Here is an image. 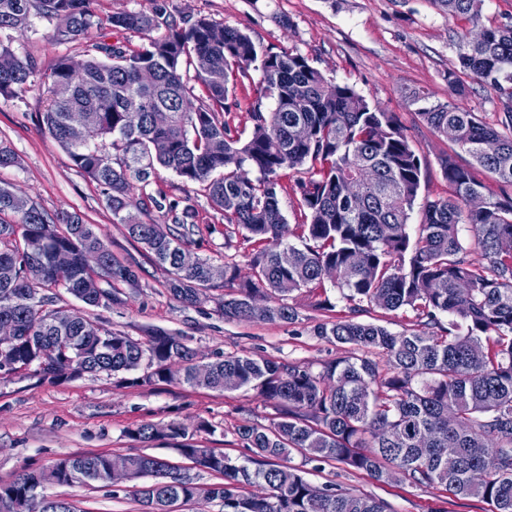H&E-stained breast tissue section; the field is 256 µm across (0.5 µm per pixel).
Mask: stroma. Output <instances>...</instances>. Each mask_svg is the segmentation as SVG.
I'll return each instance as SVG.
<instances>
[{
	"instance_id": "1",
	"label": "stroma",
	"mask_w": 512,
	"mask_h": 512,
	"mask_svg": "<svg viewBox=\"0 0 512 512\" xmlns=\"http://www.w3.org/2000/svg\"><path fill=\"white\" fill-rule=\"evenodd\" d=\"M174 19L206 17L245 32L257 46L272 51L290 49L332 82L352 85L372 105L393 113L405 128L413 148L426 164L422 194L448 196L441 162L460 148L435 134L421 118L423 109L455 103L460 109L493 121L499 109L496 92L474 86L463 97L451 98L448 70L457 62L461 35L475 33L512 19V0H485L479 23L449 17L433 0H166ZM148 0H91L99 26L94 38L116 41L131 50L146 44L152 34L113 30V14L148 8ZM56 18L32 15L21 30H0V46L21 60H33L39 71L51 70L56 60L68 57L83 62L88 41H72ZM228 118L241 136H249V114L254 106L271 110L272 99L261 89L258 70L238 79L225 101ZM45 100L38 88L16 97L0 96V143L16 155L13 166L0 169V186L23 196L49 214L78 213L112 252L115 261L138 265L136 283L119 287L109 306L87 307L66 292H58V307L82 312L105 329L137 339L163 330L186 337L199 363L217 355L247 352L277 362L319 371L322 363L342 356L343 348L321 340L315 326L347 312V304L333 285L315 292L290 293L288 302L297 313L294 323L239 321L224 318L214 299L188 306L169 292L167 274L144 246L131 238L112 216L103 185L86 177L68 153L44 131ZM166 195L193 205L198 224L215 225L189 248L218 266L234 264L239 280L251 275V248L240 234L225 238L224 213L210 201L202 186L185 183L174 172L158 170L150 185L136 195ZM327 298L334 311L316 310ZM276 410L256 391L190 389L178 383L129 386L112 376H85L62 384H48L31 372L0 373V482L7 483L26 467H47L68 455L144 453L178 466L181 476L207 486L216 474L194 468L181 457L172 440L141 443L127 437V429L142 423L175 420L193 442L234 457L245 450L236 434L239 426H266ZM214 425V433L201 431V422ZM316 486L329 483L383 501L387 512H487L477 498H458L439 486L412 487L404 481L378 482L364 473L340 465L309 470ZM47 495L73 499L80 512H142L140 503L123 490L94 483L72 487L46 486Z\"/></svg>"
}]
</instances>
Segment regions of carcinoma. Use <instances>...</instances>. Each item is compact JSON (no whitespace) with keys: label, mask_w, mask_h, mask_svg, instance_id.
Masks as SVG:
<instances>
[{"label":"carcinoma","mask_w":512,"mask_h":512,"mask_svg":"<svg viewBox=\"0 0 512 512\" xmlns=\"http://www.w3.org/2000/svg\"><path fill=\"white\" fill-rule=\"evenodd\" d=\"M90 2L0 0V29H20L35 12L61 20L68 39L87 40L98 27ZM437 2L448 15L474 24L484 5ZM109 23L115 30L163 27L166 33L131 53L120 44L93 43L79 86L69 81V58L41 74L34 62L3 47L0 95L16 97L38 85L47 101L45 132L75 167L105 186L112 216L167 272L176 299L198 304L216 282L210 259L192 268L180 264L199 229L192 206L161 194L151 202L172 223L141 218L130 180L146 187L159 167L202 185L251 246L252 278L217 298L224 317L291 323L297 313L285 297L321 288L329 279L349 314L318 324L315 335L362 355L330 359L317 372L247 354L200 364L182 336L158 330L142 341L103 329L55 306L56 294L39 290L61 288L99 307L114 300L116 285L137 282L134 266L112 261L78 214L52 216L1 186L0 314L8 315L16 340L0 349V371L24 368L50 384L104 373L129 374L131 385L249 388L274 404L278 417L268 426L237 429L249 451L240 458L180 443L181 456L223 477L219 483L199 486L174 474L169 462L139 453L127 455V473L110 481L111 454L66 456L0 484V512H14L17 505L22 512H77L67 499L38 489L91 482L124 486L145 512H170L200 498L221 501L224 512H386L381 500L331 485L313 497L306 471L291 464L295 453L380 482L400 470L412 486H439L458 498L481 499L490 512H512V196L488 194L474 175L480 168L512 187V21L483 28L479 40L461 39L457 64L448 70V90L456 97L472 84L494 89L496 122L450 103L420 113L469 156L465 163L452 155L442 161L451 188L442 198L420 196L424 165L398 119L354 87L327 80L303 55L264 50L239 29L205 17L178 24L165 0L115 14ZM253 65L274 107L250 112L252 130L244 140L225 119L224 101L229 86ZM185 67L194 69L211 105L189 109L194 87L184 78ZM73 111L84 112L89 126L82 143L68 135ZM302 166V221L289 224L279 194L288 190L286 171ZM418 200L423 222L412 237L409 212ZM9 213L15 220L3 218ZM464 228L473 232L483 263L467 258ZM60 249L70 254L65 268L56 264ZM91 250L101 253L96 270L85 265ZM32 263L41 270L36 282L27 277ZM266 296L274 303L253 307ZM366 304L410 310L415 321L392 333L357 320ZM373 354L385 359L386 369ZM143 364L147 374L133 376ZM126 435L142 443L177 440L185 438V429L175 421L143 423Z\"/></svg>","instance_id":"1"}]
</instances>
